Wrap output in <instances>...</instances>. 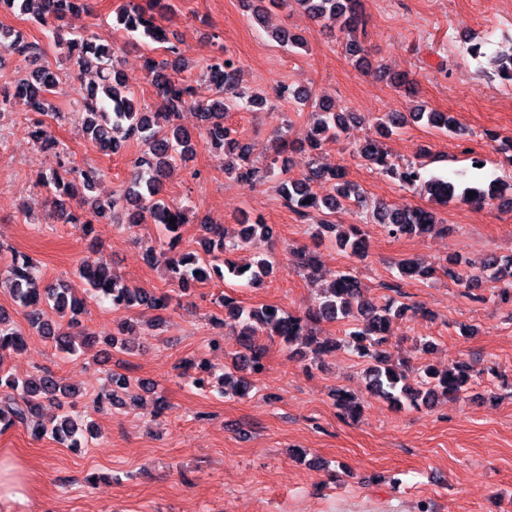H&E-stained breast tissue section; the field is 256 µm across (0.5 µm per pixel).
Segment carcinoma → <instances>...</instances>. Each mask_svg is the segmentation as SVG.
I'll return each mask as SVG.
<instances>
[{"mask_svg":"<svg viewBox=\"0 0 512 512\" xmlns=\"http://www.w3.org/2000/svg\"><path fill=\"white\" fill-rule=\"evenodd\" d=\"M312 19L332 25L342 20V31L348 37L346 50L353 58H359L362 47L356 39V32L363 26V15L359 0H293ZM16 9L22 15H30L39 24L62 22L74 13L90 9V0H0ZM170 0H125L116 12V20L131 39L145 44L163 45V50L175 56L170 62L159 60L153 55L145 57V69L154 79L157 96L161 105L156 112H141L137 109L133 95L125 89L117 70L113 49L95 42L91 37L76 35L60 41L62 53L78 71L79 75L95 74L96 80L85 88L81 108L83 122L92 142L100 151L115 154L124 144L134 140L140 150L132 160L136 172L134 181L125 190L112 193L107 198L91 194L99 178V170L91 165L80 167L74 164L67 152L59 150V167L44 181L51 195L60 201L64 198L75 201V209L67 214V222L76 224L87 234L94 222L108 215L117 217L122 211L128 223H150L160 227L170 239L171 249L166 257V272L171 282L184 289L193 282L204 283L213 279L222 281L228 276L247 279L258 284L269 274L267 262L259 259L243 267L226 258V254L238 249L239 243L226 240L221 224L201 222L204 253L178 249L180 229L186 223V208L170 202L163 188V178L175 163L193 153V134L179 124L180 113L187 107L194 108L200 120V135L206 145L224 154L234 155L238 163L224 166L226 174L238 183L255 186L272 174L271 161L264 168L249 162V147L242 143L240 134L224 124V114L246 109L257 97L236 93L229 97L227 91L236 87L240 66L231 58L216 56L206 67V76L215 87L216 97L209 103L194 101L192 88L181 73L188 70V63L181 56L177 45L169 42L160 20L171 13ZM0 50L21 56L34 63L26 72L17 73L11 83L13 92L0 93V110L21 107L27 117L32 139L44 146H56L57 142L47 136L44 117L50 115L52 105L45 93L58 84L56 74L44 65L36 64L39 48L25 40L22 33L6 32L0 35ZM317 122L307 140L310 149L316 150L327 137L339 138L347 122L355 119L352 113L334 111L326 101H314ZM426 121V126L435 128L450 136L462 135V129L453 116L423 106L405 116L389 113L379 123L380 132L394 134L408 120ZM364 160L378 166L381 174L398 180L404 187L420 185L438 205L453 201L483 204L490 200L503 203L512 201V180L494 179L484 185L474 181H458L438 177H426L422 165L408 162L402 166L394 163L381 151L374 140H366L359 148ZM282 176L279 178V192L288 207L301 217L310 210L336 212L342 203L353 202L361 209L367 207V200L357 185L344 179L340 168L322 169L315 167L303 178H291L285 173L286 163H281ZM319 179L330 184L331 192L318 199L310 191V181ZM372 217L386 228L392 237L422 236L439 223L434 211L412 208L406 205L379 202L372 210ZM175 223H170V219ZM320 234L336 238L350 257L362 260L367 255V234L358 224L340 227L324 219L319 225ZM293 265L315 276L317 256L309 249L290 252ZM403 278L429 279L436 269L424 267L413 259L398 263ZM448 280L461 286L468 284L470 275L463 271L461 262L449 259L440 266ZM481 272L495 283L512 280V259L502 260L494 255L482 263ZM75 287L62 284L50 287L36 277L29 259L11 251V259L0 266V287L9 288L15 305L22 309L29 325L42 336L50 339L56 348L70 357L78 355L77 339L88 335L80 329L77 319L84 305V298L107 299L115 311L128 310L145 305L165 312L169 309L172 296L168 293L151 294L120 282L107 265L94 260L81 262ZM227 318L237 324V335L241 337L242 352L238 364L253 373L263 370V350L252 342V336L262 330L271 337H277L292 352L309 349L312 357L340 346L366 359L368 391L396 407L409 406L415 409L431 407L441 397H455L465 391L473 381L472 369L464 361H457L451 367L439 371L431 366L423 369L422 387L417 389L409 383L408 361L389 362L386 345L392 318L414 310V306L396 304L390 298L384 304L368 299L357 276L351 272L341 273L323 289L318 304L302 314H286L271 306L246 309L233 298L224 295L219 298ZM349 319L354 330L343 344L319 342L308 333V323L313 320L336 321ZM23 347V333L17 330L10 314L0 309V388L8 393L0 398V425L10 427L22 424L35 438L50 435L55 441L70 448H79L88 442L78 436L79 428L74 419L64 415L47 418L43 414L45 403L57 401L58 394L75 395L63 386L60 379L49 369H41L25 378L18 379L5 374V359L17 354ZM111 388L105 396L97 397L95 409L103 411L112 405L119 391L129 388L130 377L122 373L109 376ZM336 405L346 415L354 417L360 411L355 397L336 390Z\"/></svg>","mask_w":512,"mask_h":512,"instance_id":"cac0c4a2","label":"carcinoma"}]
</instances>
